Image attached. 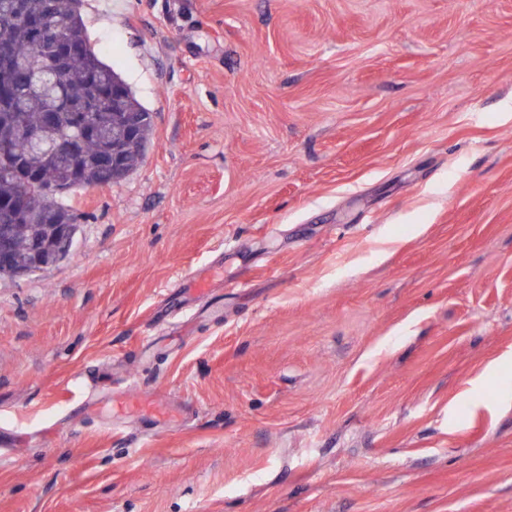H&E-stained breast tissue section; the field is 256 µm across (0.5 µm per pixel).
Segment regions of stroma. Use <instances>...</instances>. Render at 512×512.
<instances>
[{
    "label": "stroma",
    "instance_id": "35a3bbf8",
    "mask_svg": "<svg viewBox=\"0 0 512 512\" xmlns=\"http://www.w3.org/2000/svg\"><path fill=\"white\" fill-rule=\"evenodd\" d=\"M82 13L154 127L0 279V512H512V0ZM168 403L161 397H154L146 403H142L131 395H125L112 400V410L118 415L127 411L138 410L149 414L156 422L164 420Z\"/></svg>",
    "mask_w": 512,
    "mask_h": 512
}]
</instances>
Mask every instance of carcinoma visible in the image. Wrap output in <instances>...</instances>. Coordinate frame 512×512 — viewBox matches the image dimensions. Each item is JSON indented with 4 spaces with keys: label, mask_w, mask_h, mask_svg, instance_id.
I'll list each match as a JSON object with an SVG mask.
<instances>
[{
    "label": "carcinoma",
    "mask_w": 512,
    "mask_h": 512,
    "mask_svg": "<svg viewBox=\"0 0 512 512\" xmlns=\"http://www.w3.org/2000/svg\"><path fill=\"white\" fill-rule=\"evenodd\" d=\"M17 1L32 17L42 12L44 0H0V29L10 24ZM54 4L73 47L55 95L32 91L25 71L0 66V90L10 94L9 101L0 103V123L17 130L11 155L0 160V197L17 192L12 170L27 163L32 151L25 132L42 128L46 113L57 112V122L51 131L53 137L81 138L80 122L74 118L76 112L88 113L97 136L80 147L74 157L45 153L37 160V183L24 188L22 208L29 219L41 217L46 223L30 224L28 219L0 210V238L6 237L9 243L8 258L0 263V277L14 278L18 269L28 266L32 247L37 243L49 258V265H55L57 225L79 224L83 219L75 206L73 190L78 186L111 184L98 164L99 156L107 150L117 155L119 179H125L144 154L153 132L152 113L138 102L128 84L104 62L92 44L82 18V0H54ZM11 34L17 54L30 58L35 40L32 30L13 26ZM114 83L124 90L120 106L98 107L97 94ZM133 115L139 117V133L135 139L128 140L125 128Z\"/></svg>",
    "instance_id": "cac0c4a2"
}]
</instances>
